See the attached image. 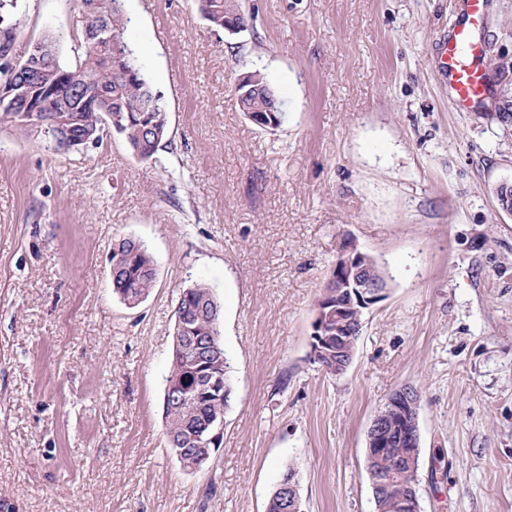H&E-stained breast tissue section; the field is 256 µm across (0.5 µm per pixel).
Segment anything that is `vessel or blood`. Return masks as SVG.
<instances>
[{"mask_svg": "<svg viewBox=\"0 0 512 512\" xmlns=\"http://www.w3.org/2000/svg\"><path fill=\"white\" fill-rule=\"evenodd\" d=\"M482 6L483 0H464V19L441 47V62L451 88V105L457 110L469 107L485 91V73L476 39Z\"/></svg>", "mask_w": 512, "mask_h": 512, "instance_id": "vessel-or-blood-1", "label": "vessel or blood"}]
</instances>
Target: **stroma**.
I'll use <instances>...</instances> for the list:
<instances>
[{
	"label": "stroma",
	"instance_id": "1",
	"mask_svg": "<svg viewBox=\"0 0 512 512\" xmlns=\"http://www.w3.org/2000/svg\"><path fill=\"white\" fill-rule=\"evenodd\" d=\"M213 28L197 0H126L125 40L163 93L152 161L116 135L61 151L0 122V512H266L295 470L305 512H375L366 433L397 388L419 394L421 512H512V123L495 68L512 0H484L489 80L450 105L442 41L461 0H238ZM11 57L51 35L74 62L79 0H17ZM260 71L276 129L241 112ZM131 237L156 282L128 308L110 254ZM382 264L340 376L310 358L344 240ZM203 283L222 305L224 439L199 471L165 434L174 310ZM246 74H249L246 82L243 85H239L240 81L238 79L235 85V92L241 111L248 120L249 117H257L260 115H264L269 121L273 118V120H275L274 128L278 127L281 123L283 113L276 112L281 102L275 91L260 73L248 72ZM251 120L254 123L249 121L255 126H265L264 121H260L259 119Z\"/></svg>",
	"mask_w": 512,
	"mask_h": 512
}]
</instances>
